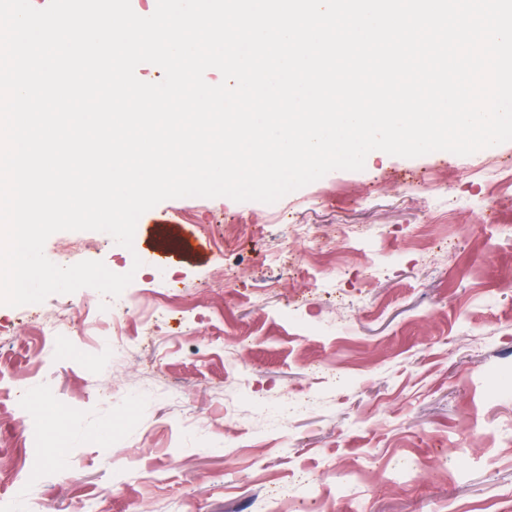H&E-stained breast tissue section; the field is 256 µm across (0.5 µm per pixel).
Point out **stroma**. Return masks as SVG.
<instances>
[{
  "label": "stroma",
  "instance_id": "stroma-1",
  "mask_svg": "<svg viewBox=\"0 0 512 512\" xmlns=\"http://www.w3.org/2000/svg\"><path fill=\"white\" fill-rule=\"evenodd\" d=\"M505 167L512 142L169 199L120 327L91 288L0 305V512H304L312 480L319 512H512ZM44 253L133 268L104 232Z\"/></svg>",
  "mask_w": 512,
  "mask_h": 512
}]
</instances>
